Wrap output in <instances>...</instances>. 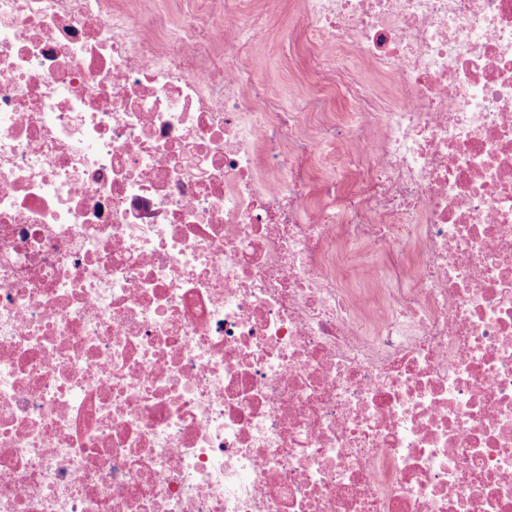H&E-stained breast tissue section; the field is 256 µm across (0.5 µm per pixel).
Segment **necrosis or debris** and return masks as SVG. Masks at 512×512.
Instances as JSON below:
<instances>
[{
	"instance_id": "4bbe7bcc",
	"label": "necrosis or debris",
	"mask_w": 512,
	"mask_h": 512,
	"mask_svg": "<svg viewBox=\"0 0 512 512\" xmlns=\"http://www.w3.org/2000/svg\"><path fill=\"white\" fill-rule=\"evenodd\" d=\"M186 2L0 0V512H512V0ZM259 10L274 13L275 23L255 47L269 70L274 87L285 108L312 92L313 84L303 73L301 56L304 44L290 22L295 0H253Z\"/></svg>"
}]
</instances>
